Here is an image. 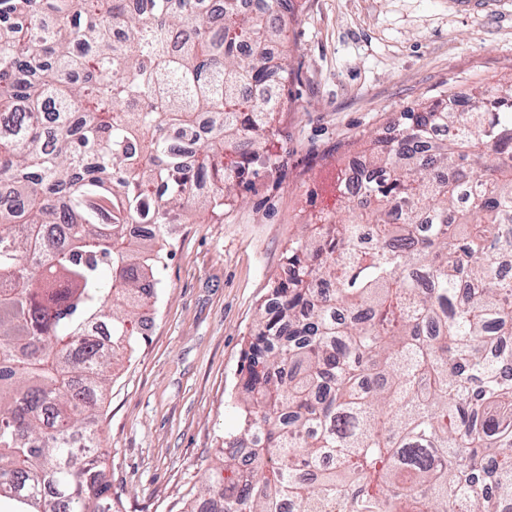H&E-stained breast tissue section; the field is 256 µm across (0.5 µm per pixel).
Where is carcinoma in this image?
<instances>
[{
    "label": "carcinoma",
    "mask_w": 512,
    "mask_h": 512,
    "mask_svg": "<svg viewBox=\"0 0 512 512\" xmlns=\"http://www.w3.org/2000/svg\"><path fill=\"white\" fill-rule=\"evenodd\" d=\"M291 0H0V500L116 512L98 396L159 237L278 141ZM467 100L455 112L448 101ZM286 251L205 512H509L512 83L407 108ZM129 224H154L134 238Z\"/></svg>",
    "instance_id": "carcinoma-1"
}]
</instances>
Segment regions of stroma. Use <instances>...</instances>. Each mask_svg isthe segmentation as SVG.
Segmentation results:
<instances>
[{"instance_id": "35a3bbf8", "label": "stroma", "mask_w": 512, "mask_h": 512, "mask_svg": "<svg viewBox=\"0 0 512 512\" xmlns=\"http://www.w3.org/2000/svg\"><path fill=\"white\" fill-rule=\"evenodd\" d=\"M293 0L284 160L217 221L173 225L148 308L152 325L112 367L99 455L117 512H182L201 463L235 433L245 341L284 276L285 251L336 173L395 114L444 90L512 77V0Z\"/></svg>"}]
</instances>
